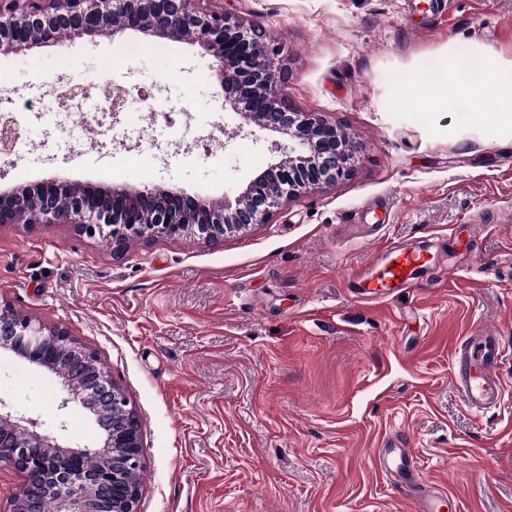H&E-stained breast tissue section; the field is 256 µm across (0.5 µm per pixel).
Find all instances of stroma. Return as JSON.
I'll return each mask as SVG.
<instances>
[{
	"instance_id": "obj_1",
	"label": "stroma",
	"mask_w": 512,
	"mask_h": 512,
	"mask_svg": "<svg viewBox=\"0 0 512 512\" xmlns=\"http://www.w3.org/2000/svg\"><path fill=\"white\" fill-rule=\"evenodd\" d=\"M288 65L283 94L357 144L348 179L205 243L144 239L123 253L67 224H0V303L67 327L95 351L141 422L136 512H411L374 467L403 434L455 512H512V122L495 99L430 102L413 80L448 51L512 60V0H223ZM422 35H415V28ZM123 31L0 49V87L74 78L166 88L169 112L109 133L27 126L38 154L0 162V191L76 183L173 188L229 202L289 140L245 122L191 41L128 57ZM146 134L167 154L133 150ZM428 256L413 287L368 302L356 280L387 245ZM501 339L500 404L470 408L452 348ZM55 374L0 350V400L67 444L100 445L87 411L60 413Z\"/></svg>"
}]
</instances>
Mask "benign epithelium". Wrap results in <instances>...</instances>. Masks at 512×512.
I'll use <instances>...</instances> for the list:
<instances>
[{
    "instance_id": "1",
    "label": "benign epithelium",
    "mask_w": 512,
    "mask_h": 512,
    "mask_svg": "<svg viewBox=\"0 0 512 512\" xmlns=\"http://www.w3.org/2000/svg\"><path fill=\"white\" fill-rule=\"evenodd\" d=\"M215 0H0V47L29 46L49 35L73 39L111 36L119 30L189 40L209 52L228 96L251 99L243 118L298 142L300 152L269 165L251 180L235 203L206 202L182 190L101 188L78 184L80 193L62 204L72 185L61 180L33 182L0 193V224H70L98 236L116 253L139 238L193 235L205 242L269 221L283 202L354 172L356 142L336 123L315 112L295 110L281 95L288 66L274 39L251 21L213 5ZM0 349L62 376L68 390L60 408L74 403L96 424L112 417L98 448L71 447L44 434L40 422L9 410L0 400V448H11L8 464L36 479L59 504L58 512H135L139 487L110 506L108 488L121 475L143 466L140 421L124 390L96 352L70 337L64 327L46 328L0 303ZM89 456V470L62 465L59 456ZM20 512H44V499L14 495Z\"/></svg>"
}]
</instances>
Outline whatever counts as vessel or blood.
I'll use <instances>...</instances> for the list:
<instances>
[{"instance_id": "b4317fda", "label": "vessel or blood", "mask_w": 512, "mask_h": 512, "mask_svg": "<svg viewBox=\"0 0 512 512\" xmlns=\"http://www.w3.org/2000/svg\"><path fill=\"white\" fill-rule=\"evenodd\" d=\"M426 263L420 252L388 247L376 261L371 276L359 281L358 293L361 298L375 300L388 297L394 289L413 287ZM453 359L454 381L468 406L480 411L496 406L503 391L497 374L498 337L474 332L455 345ZM375 464L399 496L411 503L412 512H442L446 492L424 481L404 438L397 436L385 442L375 455Z\"/></svg>"}]
</instances>
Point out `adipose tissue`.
Returning a JSON list of instances; mask_svg holds the SVG:
<instances>
[{
  "label": "adipose tissue",
  "mask_w": 512,
  "mask_h": 512,
  "mask_svg": "<svg viewBox=\"0 0 512 512\" xmlns=\"http://www.w3.org/2000/svg\"><path fill=\"white\" fill-rule=\"evenodd\" d=\"M465 60L456 51H449L448 60L436 75L421 79L426 95L446 108H453L461 98L480 100L496 97L498 109L512 112V61L489 60L479 77L465 74Z\"/></svg>",
  "instance_id": "adipose-tissue-1"
}]
</instances>
